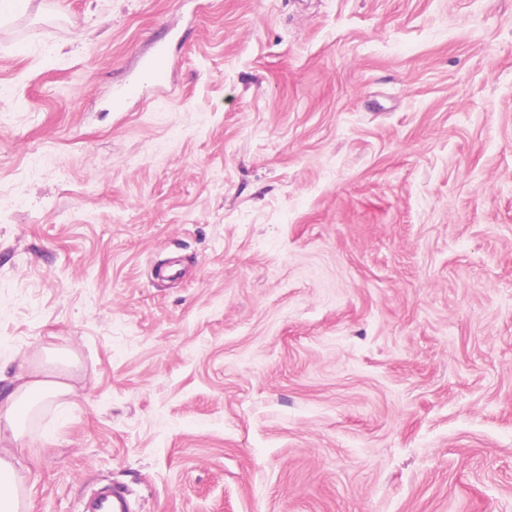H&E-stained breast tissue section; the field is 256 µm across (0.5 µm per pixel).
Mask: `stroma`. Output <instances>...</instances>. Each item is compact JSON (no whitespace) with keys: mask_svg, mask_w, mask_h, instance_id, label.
<instances>
[{"mask_svg":"<svg viewBox=\"0 0 512 512\" xmlns=\"http://www.w3.org/2000/svg\"><path fill=\"white\" fill-rule=\"evenodd\" d=\"M52 357L29 512H512V0L7 11L0 389ZM170 64V54L163 49H157L146 60L142 69L149 72L151 81L154 84L163 86L168 80ZM89 512H128L127 492L120 485L106 486L96 491Z\"/></svg>","mask_w":512,"mask_h":512,"instance_id":"obj_1","label":"stroma"}]
</instances>
